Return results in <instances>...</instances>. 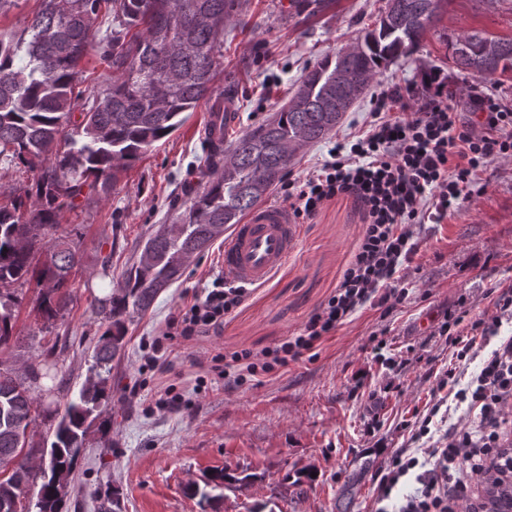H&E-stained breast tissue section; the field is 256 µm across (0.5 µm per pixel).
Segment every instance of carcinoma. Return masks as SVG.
<instances>
[{"label": "carcinoma", "mask_w": 512, "mask_h": 512, "mask_svg": "<svg viewBox=\"0 0 512 512\" xmlns=\"http://www.w3.org/2000/svg\"><path fill=\"white\" fill-rule=\"evenodd\" d=\"M25 28L29 38L0 39V160H15L36 172L35 190L12 195L0 205V352L22 344L14 332L15 311L24 287L39 288L32 312L46 329L63 317L72 301L71 271L81 257L73 242L49 237L65 206L108 197L120 175L153 145L176 131L183 113L200 103L210 114L224 111L215 94L224 73V26L236 19L239 0H40ZM441 0H394L390 12L366 29L343 62L325 57L301 80L294 96L276 115L239 136L229 154L224 139L208 141L212 170L201 190L173 209L138 247L137 260L95 314L102 333L94 347L89 375L69 400L53 428L52 441L29 447L54 462L35 470L15 462L19 432L36 424L42 406L36 395L49 367L31 363L23 373L0 360V512H64L69 479L95 421L112 399V362L124 353L132 314L147 311L159 294L182 276V259L200 254L237 224L280 181L294 150L324 139L343 118L324 111L336 92V70L345 82L362 87L379 69L418 48L425 32L407 37L417 14L438 21ZM106 17L101 29L100 15ZM496 48L491 64L480 54ZM451 66L481 79L512 73V38L483 30L449 36ZM94 54L105 64L97 88L86 81L82 60ZM225 471L213 473L205 488H193L201 501L214 499ZM482 502L469 512H512V466L498 465L484 478ZM119 488H99L98 512H112Z\"/></svg>", "instance_id": "obj_1"}]
</instances>
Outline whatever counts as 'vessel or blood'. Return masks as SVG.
<instances>
[{"label":"vessel or blood","instance_id":"obj_1","mask_svg":"<svg viewBox=\"0 0 512 512\" xmlns=\"http://www.w3.org/2000/svg\"><path fill=\"white\" fill-rule=\"evenodd\" d=\"M300 227L287 208L263 204L224 239L220 268L235 281L257 285L285 266L299 241Z\"/></svg>","mask_w":512,"mask_h":512}]
</instances>
